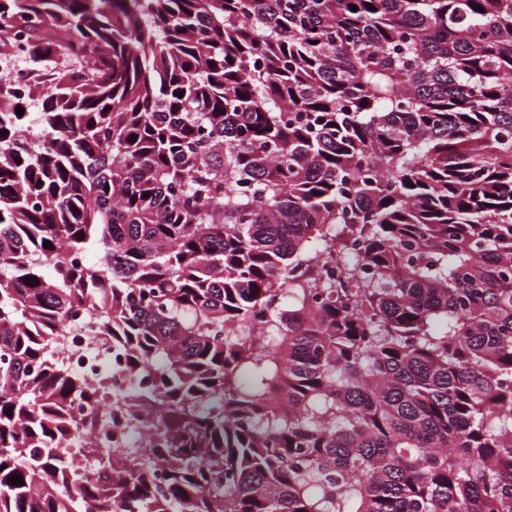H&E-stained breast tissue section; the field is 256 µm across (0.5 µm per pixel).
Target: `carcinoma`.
<instances>
[{
	"label": "carcinoma",
	"instance_id": "cac0c4a2",
	"mask_svg": "<svg viewBox=\"0 0 512 512\" xmlns=\"http://www.w3.org/2000/svg\"><path fill=\"white\" fill-rule=\"evenodd\" d=\"M139 2L0 0V512H512V0ZM9 39L11 42V47L9 49L8 54L13 55V63L9 66L8 70L1 69L0 73H8L11 77V81L20 82L25 79V69L23 67L22 61L26 53V43L21 40H16L14 37V32L9 35ZM97 324L90 316L72 322L57 336L52 357L64 363L72 371L81 374L92 384L106 378L111 384L126 388L128 372L124 360L118 358L112 347L96 335ZM70 413L75 420H83L91 415H97L101 420V424L98 430L94 433L91 438H86L83 435H77L73 437L67 448L65 457L70 456L73 458L76 465L84 467L86 470H90L89 461L82 456L70 455L71 448H84L90 446V442L93 441L94 447L96 448H108L112 450V435L114 433V441L120 448H131V445L137 442L138 448L141 447V433L142 429L136 426L134 421H127L126 415L119 417L118 422L113 420L112 417V403L107 407V410L96 407L94 405L87 404L85 402H75L70 408Z\"/></svg>",
	"mask_w": 512,
	"mask_h": 512
}]
</instances>
